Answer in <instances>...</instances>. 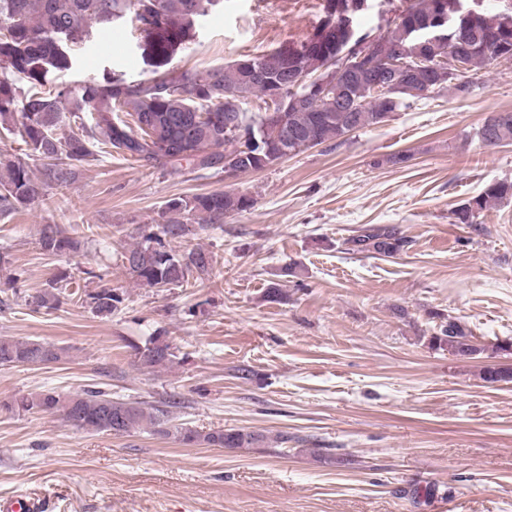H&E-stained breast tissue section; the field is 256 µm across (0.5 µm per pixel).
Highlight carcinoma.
Wrapping results in <instances>:
<instances>
[{
	"instance_id": "obj_1",
	"label": "carcinoma",
	"mask_w": 512,
	"mask_h": 512,
	"mask_svg": "<svg viewBox=\"0 0 512 512\" xmlns=\"http://www.w3.org/2000/svg\"><path fill=\"white\" fill-rule=\"evenodd\" d=\"M214 0H0V123L12 124L31 155L45 161L40 176H34L21 162H10L0 174V216L28 205L39 197V189L49 182L65 184L73 176L77 162L101 154H121L135 161L176 165L189 161L201 170L222 172L220 162L236 152L239 139L250 136L262 142L252 149L255 156L237 158L236 169L258 171L275 161L303 152L316 145L337 141L349 132L386 122L388 114L407 109L415 98L402 92L379 94L374 91L377 75L350 57L349 70L338 77L341 97L364 102L366 109L354 112L318 111L314 98L307 106L293 103L275 108L288 123V142L280 144L265 135L267 112L249 113L247 101H266L267 87L252 78V70L264 55L245 56L209 68H167L172 57L186 48L196 35L199 18L215 9ZM371 7V0H325L323 20L336 19V34L322 40L316 27L298 43L305 52L288 53L271 73L278 80L299 79L320 57H339L352 46L377 33V55L385 58L396 47L405 52L401 79L433 91L451 86L461 94L472 90V83L448 73L440 58L447 55L449 42L463 37L468 72H477L496 62L498 56L512 58V2L503 10H467L465 0H402L395 18L371 31L360 27L359 18ZM137 21L143 12L156 17L149 27H139L142 55L153 67L148 83L127 84L120 76L91 78L79 89L54 86L50 76L72 68V46L90 37L93 27L110 28L120 22L128 9ZM220 112L239 118L235 131L211 130L200 113ZM95 114L93 122L84 113ZM67 126L70 132L59 135ZM482 142L512 143V112L489 116L477 131ZM512 200V181L489 184L480 194L454 211L456 222L472 224L493 203ZM252 199L224 191L192 198L175 197L165 203L164 224L140 229V241L129 246L123 259L131 279L139 286L164 288L178 286L194 276L209 275L212 257L201 248L180 253L170 247L173 240L196 234V227L181 220L183 214H197L205 228L224 223V216L243 211ZM41 250L57 256L75 248L73 238L64 235L57 224L40 230ZM352 254L392 257L407 244L393 224H369L344 241ZM61 289L52 287L37 297V306L53 309L60 304ZM92 312L108 317L120 309L123 295L102 289L87 295ZM435 349L448 351L460 359H475L486 348L475 342L472 331L453 316L441 317L428 339ZM66 348L35 340L0 336V367L17 364L41 365L57 362ZM176 355L167 340L150 336L135 347L137 366L146 369L167 367ZM488 383L512 382V368L488 366L482 374ZM168 399L160 406L112 397L101 387L58 393L45 390L14 394L0 399V407L18 413L41 412L57 415L76 430L124 435L135 430L172 435L185 445L218 448H251L264 435L247 429L202 432L171 424Z\"/></svg>"
}]
</instances>
